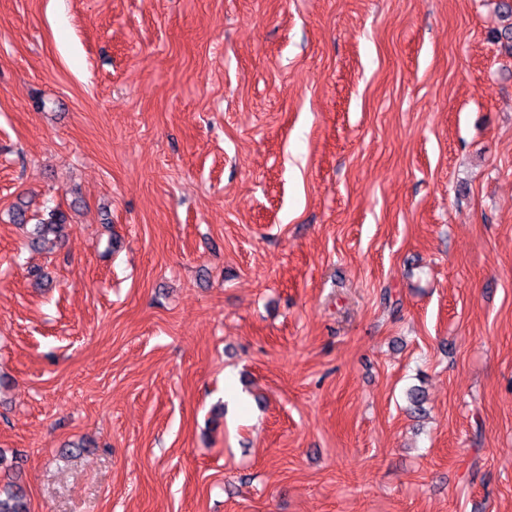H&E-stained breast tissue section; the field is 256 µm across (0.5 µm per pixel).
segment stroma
Wrapping results in <instances>:
<instances>
[{"mask_svg": "<svg viewBox=\"0 0 512 512\" xmlns=\"http://www.w3.org/2000/svg\"><path fill=\"white\" fill-rule=\"evenodd\" d=\"M500 2L0 0L31 512H512ZM65 226L66 218L62 213H51L48 219H42L38 224H33V243H38L41 240L49 241V235H54L58 241L61 237V231Z\"/></svg>", "mask_w": 512, "mask_h": 512, "instance_id": "35a3bbf8", "label": "stroma"}]
</instances>
